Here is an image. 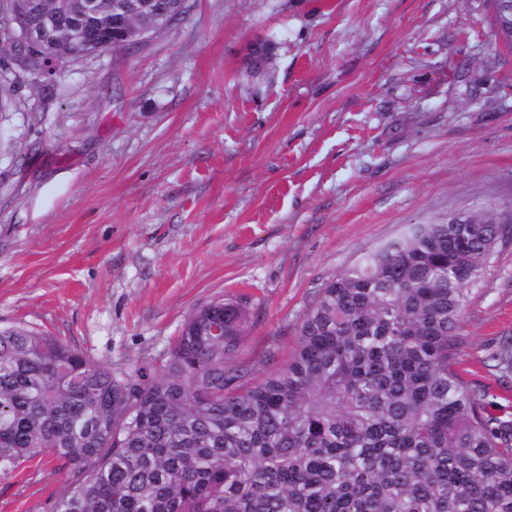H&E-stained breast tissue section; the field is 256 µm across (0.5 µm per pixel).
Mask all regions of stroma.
Listing matches in <instances>:
<instances>
[{
  "mask_svg": "<svg viewBox=\"0 0 512 512\" xmlns=\"http://www.w3.org/2000/svg\"><path fill=\"white\" fill-rule=\"evenodd\" d=\"M270 61L253 72L250 49ZM0 114V326L115 367L247 299L235 356L286 363L320 288L403 225L512 201V49L490 0H188L168 31L21 72ZM461 367L499 387L512 243L468 292ZM53 485L0 476V512Z\"/></svg>",
  "mask_w": 512,
  "mask_h": 512,
  "instance_id": "1",
  "label": "stroma"
}]
</instances>
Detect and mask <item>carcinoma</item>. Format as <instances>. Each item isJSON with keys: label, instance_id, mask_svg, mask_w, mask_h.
I'll return each mask as SVG.
<instances>
[{"label": "carcinoma", "instance_id": "carcinoma-1", "mask_svg": "<svg viewBox=\"0 0 512 512\" xmlns=\"http://www.w3.org/2000/svg\"><path fill=\"white\" fill-rule=\"evenodd\" d=\"M30 4L31 71L129 20L125 0ZM506 229L407 225L320 289L255 384L230 365L237 301L190 313L158 369L0 328V474L50 453L49 512H512V405L458 369L468 286Z\"/></svg>", "mask_w": 512, "mask_h": 512}]
</instances>
